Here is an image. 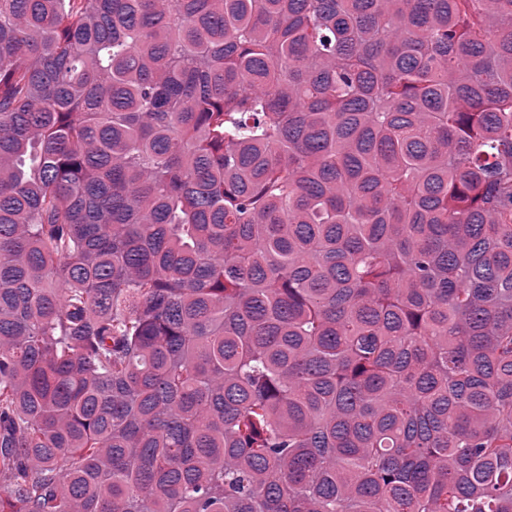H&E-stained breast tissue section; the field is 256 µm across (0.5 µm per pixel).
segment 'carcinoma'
I'll use <instances>...</instances> for the list:
<instances>
[{
    "label": "carcinoma",
    "instance_id": "carcinoma-1",
    "mask_svg": "<svg viewBox=\"0 0 512 512\" xmlns=\"http://www.w3.org/2000/svg\"><path fill=\"white\" fill-rule=\"evenodd\" d=\"M0 512H512V0H0Z\"/></svg>",
    "mask_w": 512,
    "mask_h": 512
}]
</instances>
